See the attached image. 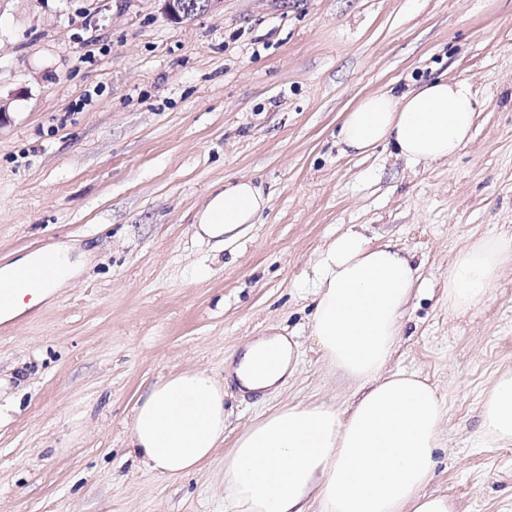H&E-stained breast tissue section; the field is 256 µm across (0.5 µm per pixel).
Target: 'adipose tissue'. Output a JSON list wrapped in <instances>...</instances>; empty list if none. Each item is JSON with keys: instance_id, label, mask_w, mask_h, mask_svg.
<instances>
[{"instance_id": "ef3b65f1", "label": "adipose tissue", "mask_w": 512, "mask_h": 512, "mask_svg": "<svg viewBox=\"0 0 512 512\" xmlns=\"http://www.w3.org/2000/svg\"><path fill=\"white\" fill-rule=\"evenodd\" d=\"M478 92L464 79L439 78L396 95L379 92L346 112L339 136L364 154L392 143L412 163L444 161L471 139ZM267 206L241 179L214 190L196 216L200 240L221 246L242 237ZM71 246L56 243L0 267V322H9L64 288L78 272ZM49 264L39 288H17L20 271ZM512 264V237L476 241L448 271V309H469ZM416 270L396 246L373 245L347 230L316 267L311 333L327 365L356 387L349 411L291 404L245 428L224 457L226 512H453L447 495L426 492L446 416L435 388L414 373L389 370ZM239 386L276 392L297 370L296 344L263 336L225 361ZM484 438L512 443V369L482 401ZM131 454L145 471L175 481L208 460L224 439V382L201 370L171 374L139 399L129 426Z\"/></svg>"}]
</instances>
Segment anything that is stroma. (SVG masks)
Segmentation results:
<instances>
[{
	"instance_id": "stroma-1",
	"label": "stroma",
	"mask_w": 512,
	"mask_h": 512,
	"mask_svg": "<svg viewBox=\"0 0 512 512\" xmlns=\"http://www.w3.org/2000/svg\"><path fill=\"white\" fill-rule=\"evenodd\" d=\"M479 92L471 141L409 164L339 141L363 97L440 76ZM0 266L57 242L83 253L49 304L0 323V512H224V456L288 403L344 409L353 386L310 336L314 268L355 228L419 268L390 370L420 374L447 421L428 491L456 512H512V444L484 441L481 400L512 369V265L463 312L448 268L512 235V0H222L180 23L158 0H0ZM269 199L224 247L194 222L214 186ZM298 369L259 398L224 386V440L159 479L129 454L146 389L223 375L261 336Z\"/></svg>"
}]
</instances>
